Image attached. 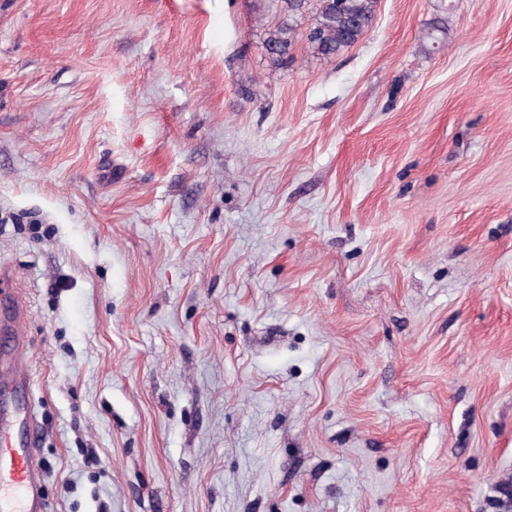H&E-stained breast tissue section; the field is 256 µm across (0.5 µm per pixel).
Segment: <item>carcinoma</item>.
Listing matches in <instances>:
<instances>
[{
	"label": "carcinoma",
	"instance_id": "cac0c4a2",
	"mask_svg": "<svg viewBox=\"0 0 512 512\" xmlns=\"http://www.w3.org/2000/svg\"><path fill=\"white\" fill-rule=\"evenodd\" d=\"M288 17L310 14L313 22L306 34L308 48L323 58H335L356 43L371 28L377 0H284ZM296 29L284 21L265 41V49L277 62L285 60L279 49L295 41Z\"/></svg>",
	"mask_w": 512,
	"mask_h": 512
}]
</instances>
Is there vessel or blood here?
Wrapping results in <instances>:
<instances>
[{"mask_svg": "<svg viewBox=\"0 0 512 512\" xmlns=\"http://www.w3.org/2000/svg\"><path fill=\"white\" fill-rule=\"evenodd\" d=\"M38 470L34 448L0 434V512H41Z\"/></svg>", "mask_w": 512, "mask_h": 512, "instance_id": "vessel-or-blood-1", "label": "vessel or blood"}]
</instances>
